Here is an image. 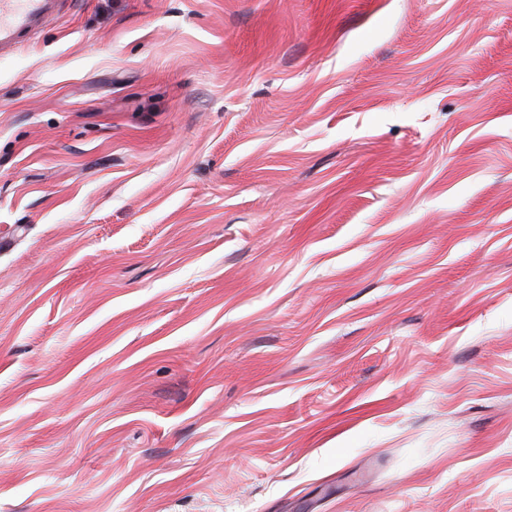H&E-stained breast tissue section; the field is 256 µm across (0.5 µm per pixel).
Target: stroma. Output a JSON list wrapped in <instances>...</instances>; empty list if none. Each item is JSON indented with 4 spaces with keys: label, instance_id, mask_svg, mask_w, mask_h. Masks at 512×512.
I'll return each instance as SVG.
<instances>
[{
    "label": "stroma",
    "instance_id": "stroma-1",
    "mask_svg": "<svg viewBox=\"0 0 512 512\" xmlns=\"http://www.w3.org/2000/svg\"><path fill=\"white\" fill-rule=\"evenodd\" d=\"M0 512H512V0L1 56Z\"/></svg>",
    "mask_w": 512,
    "mask_h": 512
}]
</instances>
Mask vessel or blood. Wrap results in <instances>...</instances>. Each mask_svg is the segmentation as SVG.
Segmentation results:
<instances>
[{"instance_id":"obj_1","label":"vessel or blood","mask_w":512,"mask_h":512,"mask_svg":"<svg viewBox=\"0 0 512 512\" xmlns=\"http://www.w3.org/2000/svg\"><path fill=\"white\" fill-rule=\"evenodd\" d=\"M61 6L62 0H0V54L35 38Z\"/></svg>"}]
</instances>
